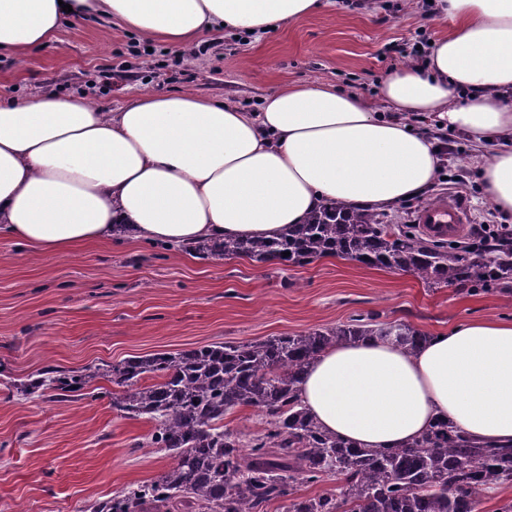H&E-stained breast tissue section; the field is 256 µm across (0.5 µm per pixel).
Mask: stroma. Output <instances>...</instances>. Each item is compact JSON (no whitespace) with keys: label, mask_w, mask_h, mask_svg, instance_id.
Instances as JSON below:
<instances>
[{"label":"stroma","mask_w":512,"mask_h":512,"mask_svg":"<svg viewBox=\"0 0 512 512\" xmlns=\"http://www.w3.org/2000/svg\"><path fill=\"white\" fill-rule=\"evenodd\" d=\"M317 12L259 36L222 32L207 54L182 66V47L145 41L108 19H80L24 57L0 58V98L72 94L114 112L143 93L177 90L227 99L248 112L293 82H326L377 101L396 48L437 41L449 25L415 0H323ZM445 178L423 196L381 212L414 223L431 203L467 207L468 241L500 224L470 164V146L450 136ZM512 227V217L505 220ZM375 314L430 333L474 317L512 320V293L433 290L407 272L324 258L304 266L214 260L185 247L92 242L37 255L0 237V512H82L88 500L156 477L172 459L131 446L154 422L123 417L108 398L25 397L21 381L49 365L80 368L215 342H250Z\"/></svg>","instance_id":"obj_1"}]
</instances>
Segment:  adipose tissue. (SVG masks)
<instances>
[{
  "instance_id": "ef3b65f1",
  "label": "adipose tissue",
  "mask_w": 512,
  "mask_h": 512,
  "mask_svg": "<svg viewBox=\"0 0 512 512\" xmlns=\"http://www.w3.org/2000/svg\"><path fill=\"white\" fill-rule=\"evenodd\" d=\"M321 0H0V53L48 44L63 24L106 17L150 40L189 45L226 29L261 33ZM453 26L425 66L360 94L298 83L259 111L189 92L144 93L117 112L44 93L0 102V229L43 253L106 239L122 224L171 246L272 238L340 202L381 210L432 187L433 119L476 153L494 208L512 215V0H432ZM298 398L325 431L362 448L405 445L440 419L512 445V320L478 317L416 352L368 337L309 366Z\"/></svg>"
}]
</instances>
